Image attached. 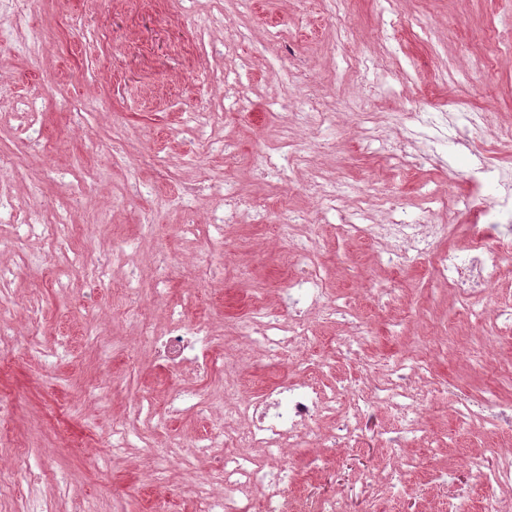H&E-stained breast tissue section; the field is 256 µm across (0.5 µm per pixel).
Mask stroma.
I'll use <instances>...</instances> for the list:
<instances>
[{"label": "stroma", "instance_id": "stroma-1", "mask_svg": "<svg viewBox=\"0 0 512 512\" xmlns=\"http://www.w3.org/2000/svg\"><path fill=\"white\" fill-rule=\"evenodd\" d=\"M10 14L0 12V87L8 96L34 101L38 123L30 138H19L12 117L0 119V147L16 151L21 165L0 179L8 198L0 211V265L10 270L0 291L17 311L16 341L0 344V391L14 411L0 422V457L24 451L28 474L21 491L34 490L52 512H71L75 501L97 512H195L196 489L214 468V457L199 454L173 462L162 477L147 471L143 448L185 446L201 441L216 422L213 414L178 413L167 398L174 384L203 391L221 389L224 371L185 369L171 378L150 349L139 347L142 315L163 325L168 310L202 316L223 330L227 314L243 307L274 309L290 271L287 241L275 227L290 212H307L317 226L314 259L349 313L313 320L310 353H328L348 335L353 322L367 324L360 357L336 355L321 380L343 390L359 376L358 358L378 364L411 363L426 353L430 375L447 393L429 392L424 424L436 447L419 443L409 455L422 461L407 475L406 492L393 494L386 480L397 462L378 443L348 451L326 449V464L309 462L313 448L295 451L301 477L294 500L345 490L348 512H430L449 493L463 505L485 495L467 457L482 455L494 465L498 453L512 451V429L466 434L456 427V396L481 399L485 379L470 358L480 329L461 314V304L434 277L431 264L388 271L375 248L336 232L345 212L364 207L379 223L395 206L408 219L452 225L448 246L466 248L472 215L455 199L470 189L469 172L484 152L512 168V0H38L26 20L29 36L45 51L28 55L11 35ZM235 41L224 54L225 38ZM224 74L223 87L204 96L210 73ZM320 88L329 120L319 128L295 130L294 148L313 149L332 141L317 167L300 165L270 175L258 155L304 111L298 84ZM219 102L217 124L202 137L186 133L188 114ZM482 111L486 121L458 142L465 115ZM424 112L432 118L429 136L438 141L434 164L403 171L397 160L380 161L386 144L404 133L401 115ZM376 129L379 140H368ZM238 153L226 163L223 144ZM344 185L333 208L304 189L315 176ZM237 181L264 200L262 222L249 213L226 234L213 238L184 233L187 218L204 222L215 207L207 179ZM195 185L193 215L171 205L182 186ZM84 189L72 209L74 189ZM44 202L69 214L74 232L63 246L67 266L40 262L39 236L15 244L7 225L9 210ZM153 221L152 235L140 226ZM124 247L111 276L87 270V254ZM167 253L158 269L153 258ZM131 278L141 300L120 316L112 284ZM388 288L391 301L371 299L369 290ZM52 350L49 364L21 354L30 344ZM293 366L249 355L242 379L247 394L269 382L292 378ZM150 398L155 418L128 421L135 398ZM126 427L127 446L106 448L112 427ZM379 474L371 497L362 479Z\"/></svg>", "mask_w": 512, "mask_h": 512}]
</instances>
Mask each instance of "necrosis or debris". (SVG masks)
<instances>
[{
    "instance_id": "1",
    "label": "necrosis or debris",
    "mask_w": 512,
    "mask_h": 512,
    "mask_svg": "<svg viewBox=\"0 0 512 512\" xmlns=\"http://www.w3.org/2000/svg\"><path fill=\"white\" fill-rule=\"evenodd\" d=\"M475 183L491 182L501 189L495 201H487L476 193L466 194L462 204L477 221L470 227L471 247L468 251H441L439 245L448 239L451 227L437 221L408 224L389 212L381 224H345L343 234L381 245L380 261L398 269L409 263L434 258L436 276L446 282L457 299L466 307L478 308L484 334L483 354L486 371L498 376L500 368L490 352L497 335L512 329V308L485 303V287L501 273L512 268V170L482 164L473 171ZM213 197L221 202L220 209L208 217L215 229L236 222L241 209L259 210L260 202L245 199L235 182L219 180L209 186ZM279 236L288 239L295 254V266L283 292V301L290 313L280 318L274 313L255 310L246 319L230 326V333L240 341L241 352L224 356V391L220 397L197 391L175 390L173 397L184 411L218 410L224 417L223 429L214 431L208 445L223 452L224 459L216 467L213 482L224 488L222 496L201 488L197 494L198 512H248L243 499L253 492H263L267 512H284V497L275 481L265 479L262 469L268 459L279 462V471L293 474L291 449L304 447L316 420L328 414H339L333 443L360 447L371 443L375 431L363 425V410L379 405H392L402 414L406 435L421 433L423 424L415 413L421 400L416 378L425 374V365H416L413 372L398 374L383 381L362 380L351 391L352 400L345 412H338L337 398L311 382L310 376L322 370L323 360L307 355L311 343L310 325L313 319H329L339 307L334 292L317 270L312 249L311 229L304 216H290L278 225ZM164 367L178 372L189 361L193 347L202 350L203 366H210L217 341L210 324L191 320L183 314L173 315L166 335L141 334ZM258 350L267 359H294L297 379L267 387L261 395L243 398L239 395L240 367L247 351ZM467 466L480 478L487 491L484 512H504L512 505V453L500 454L494 466L483 459L471 457Z\"/></svg>"
}]
</instances>
